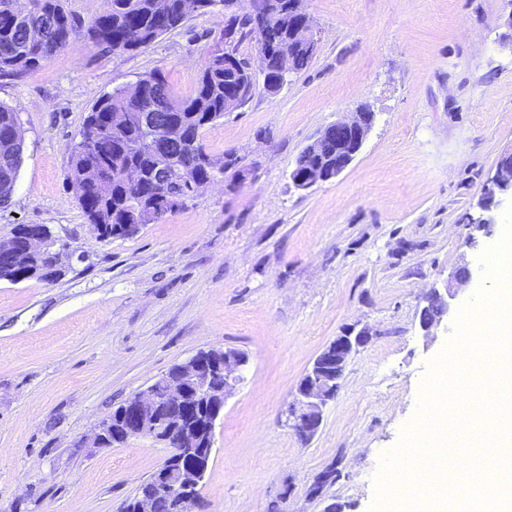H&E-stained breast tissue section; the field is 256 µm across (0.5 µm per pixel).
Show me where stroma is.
<instances>
[{"mask_svg": "<svg viewBox=\"0 0 512 512\" xmlns=\"http://www.w3.org/2000/svg\"><path fill=\"white\" fill-rule=\"evenodd\" d=\"M318 40L276 94L256 88L203 132L244 181L201 189L127 238L94 237L68 181L70 148L104 94L162 69L191 95L221 17L192 14L137 53L82 40L45 67L0 75L18 113L23 162L0 207V242L49 225L71 256L57 282L0 281V512H120L167 447L95 444L101 421L203 349L249 356L217 423L198 512H321L307 491L327 465L344 512H371L383 453L411 424L431 338L417 311L452 271L478 267L467 240L499 157L512 151V34L506 0H305ZM374 122L335 178L300 190L289 174L328 125ZM378 335L346 367L308 442L281 411L340 331Z\"/></svg>", "mask_w": 512, "mask_h": 512, "instance_id": "35a3bbf8", "label": "stroma"}]
</instances>
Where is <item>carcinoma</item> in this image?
I'll list each match as a JSON object with an SVG mask.
<instances>
[{
	"label": "carcinoma",
	"mask_w": 512,
	"mask_h": 512,
	"mask_svg": "<svg viewBox=\"0 0 512 512\" xmlns=\"http://www.w3.org/2000/svg\"><path fill=\"white\" fill-rule=\"evenodd\" d=\"M278 11L269 21L271 40L283 47L293 45L294 65L301 71L312 61L293 40L288 4L277 0ZM186 20L183 0H105L104 9L89 24L69 13L63 0H27L19 9L16 0H0V72L21 74L41 68L52 57L70 49L80 39H88L107 49L137 52ZM239 37L234 51L243 64H254L273 76L279 70L278 58L239 53V44L255 37L248 18H231ZM254 84L245 81L242 70L211 65L201 59L195 91L182 97L170 87L164 72L156 69L134 84L117 88L100 97L89 111L81 139L71 149V179L79 191L78 203L89 224L104 227L99 238L125 237L121 224H137L143 216L153 223L166 219L164 196L175 187L163 185L166 171L174 168L186 185L229 178L235 180V160L212 157L202 140L204 129L224 118V96L239 93L238 105L251 97ZM114 112H154L163 119L173 118L182 134L156 152L147 141L153 131L131 118L124 126H112ZM22 165V137L15 112L0 104V204L8 202ZM134 168L140 173L135 187L127 185L123 172ZM50 231L45 224H17L11 231L13 248L0 253V280L13 284L36 279L55 281L62 264L26 251V240L35 230Z\"/></svg>",
	"instance_id": "cac0c4a2"
}]
</instances>
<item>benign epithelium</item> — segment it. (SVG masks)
<instances>
[{"instance_id": "1", "label": "benign epithelium", "mask_w": 512, "mask_h": 512, "mask_svg": "<svg viewBox=\"0 0 512 512\" xmlns=\"http://www.w3.org/2000/svg\"><path fill=\"white\" fill-rule=\"evenodd\" d=\"M296 16L299 47L313 56L317 39L310 17L303 10L297 11ZM269 18L267 11L251 12V27L264 51L274 49V43L266 36ZM234 38L235 27L225 24L224 38L215 41L208 51L210 61H222L226 67L235 64ZM372 121V113L358 112L350 120L328 126L311 143L313 153L336 158V173L343 172L361 150ZM328 180L330 175L319 164L306 169L302 176L291 178L301 190ZM492 183L493 187L476 204L478 215L471 218V223L486 236L496 224L497 210L506 200H512V151L497 162ZM455 299L456 294L448 287L430 288L419 312V328L424 337L433 335V330L456 311ZM371 339L367 328L344 330L305 371L292 400L282 411L286 422L302 439L308 441L319 432L324 408L336 397L347 364ZM248 366L249 357L243 352L202 350L176 365L177 377L165 375L125 400L118 415L120 419L127 418L123 442L151 438L168 445L167 457L148 481L149 488L135 502V512H155V501L162 494L177 502L178 512H193L211 461L217 421L227 399L243 382ZM334 470L331 466L315 476L311 496H322L323 489L333 484Z\"/></svg>"}]
</instances>
